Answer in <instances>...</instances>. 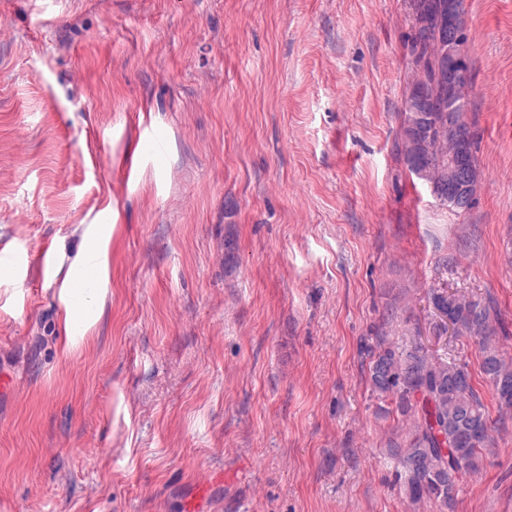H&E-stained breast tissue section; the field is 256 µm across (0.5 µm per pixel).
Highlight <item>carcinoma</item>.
I'll return each instance as SVG.
<instances>
[{"label":"carcinoma","instance_id":"cac0c4a2","mask_svg":"<svg viewBox=\"0 0 512 512\" xmlns=\"http://www.w3.org/2000/svg\"><path fill=\"white\" fill-rule=\"evenodd\" d=\"M412 19L409 56L413 80L403 100L398 148L411 173H422L433 195L448 201V157L462 156L481 174L478 135L464 121L448 135V65L441 57L448 44V0H408ZM436 308H451L456 334L469 336L486 354L482 371L493 386L500 410L512 412V362L488 351L500 324L497 309L460 295L430 292ZM372 389L391 397L394 411L411 435L407 447L393 449L407 477L412 501L432 498L451 509L459 476L479 469L481 451L493 428L469 373L415 345L403 354L381 325L364 344Z\"/></svg>","mask_w":512,"mask_h":512}]
</instances>
